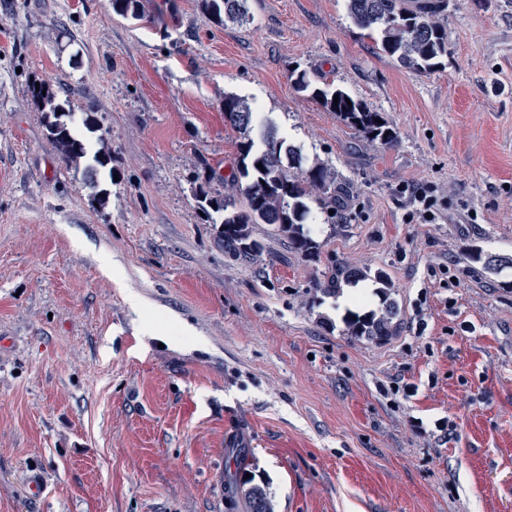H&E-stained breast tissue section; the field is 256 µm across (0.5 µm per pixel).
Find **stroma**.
<instances>
[{
    "mask_svg": "<svg viewBox=\"0 0 512 512\" xmlns=\"http://www.w3.org/2000/svg\"><path fill=\"white\" fill-rule=\"evenodd\" d=\"M142 3L0 0V512H246L224 493L241 465L273 512H512V265L468 257L512 258V0H451L429 74L380 55L345 0H247L227 26L203 0ZM296 69L395 144L295 92ZM35 81L108 130L94 181L95 134L65 163ZM228 94L253 140L273 125L335 171L316 259L259 224L266 252L230 260L203 220L195 180L222 191L238 165ZM405 184L433 190L431 219ZM337 264L388 275L390 341L344 321L354 297L378 308L373 281L316 291ZM292 87L298 93H305L313 99L318 100L324 107L354 129L358 134L370 142H379L383 145H392L396 140V133L393 131L388 121L378 112H373L364 102L353 98L344 89L339 86L331 88L330 84L324 87H316L311 84L306 76V72L293 71ZM338 95L339 102L334 104L333 97ZM346 99L351 101L348 106ZM375 118L381 119L382 124L375 121Z\"/></svg>",
    "mask_w": 512,
    "mask_h": 512,
    "instance_id": "obj_1",
    "label": "stroma"
}]
</instances>
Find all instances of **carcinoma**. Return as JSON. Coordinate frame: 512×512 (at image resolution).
Wrapping results in <instances>:
<instances>
[{
    "label": "carcinoma",
    "instance_id": "obj_1",
    "mask_svg": "<svg viewBox=\"0 0 512 512\" xmlns=\"http://www.w3.org/2000/svg\"><path fill=\"white\" fill-rule=\"evenodd\" d=\"M112 10L125 18L137 20L142 15L141 0H111ZM206 8L220 24L238 23L246 13L247 0H204ZM449 0H346L347 12L353 23L367 32L379 52L395 59L401 65L423 73H431L445 66L448 58V33L444 25ZM292 87L321 104L370 142L391 145L396 133L388 121L372 111L364 102L353 98L341 87L327 84L316 87L306 72H293ZM339 97L334 102L333 97ZM33 97L42 111L55 121L48 125L51 140L61 158L75 162L87 155L85 141L61 120L64 104L51 88L39 86ZM224 119L241 134L240 158L237 171L224 181L228 192L213 194L210 182L195 187L194 196L206 220L212 214L221 215L215 226L218 242L224 254L250 263L265 251V245L254 236V225L267 224L280 235L288 236V246L302 256L313 259L319 244L305 224L312 217V205L324 212L336 210V177L330 169L315 163L303 167L300 150L274 131L262 138V147H255L249 136L252 111L240 98L224 96ZM382 123H377V120ZM262 167H256V164ZM241 195L245 206L238 207L234 196ZM373 278L379 284L380 308L350 312L345 317L351 335L364 337L374 343L388 341L397 332L400 323L395 300L390 297L387 276L377 271L341 266L328 279L317 285L325 296L341 292V285H355ZM228 492L246 500L249 512H273L265 489L253 478L241 472L239 480L228 483Z\"/></svg>",
    "mask_w": 512,
    "mask_h": 512
}]
</instances>
